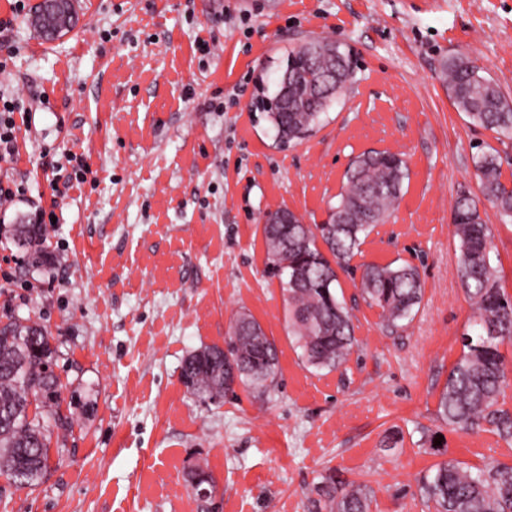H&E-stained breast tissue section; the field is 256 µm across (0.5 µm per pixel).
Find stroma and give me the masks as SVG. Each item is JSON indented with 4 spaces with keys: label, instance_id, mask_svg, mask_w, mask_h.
<instances>
[{
    "label": "stroma",
    "instance_id": "obj_1",
    "mask_svg": "<svg viewBox=\"0 0 512 512\" xmlns=\"http://www.w3.org/2000/svg\"><path fill=\"white\" fill-rule=\"evenodd\" d=\"M75 28L47 41L0 0V92L16 113L18 154L0 182V324L47 328L63 385L50 466L33 489L0 476V512H202L190 476L213 477L221 512H313L323 478L364 487L370 512H434L418 483L453 459L512 464V440L446 427L438 401L474 334L452 225L460 195L478 202L491 258L512 294V221L484 200L474 157L493 144L448 99L449 56L478 58L512 95V0H75ZM326 38L350 48L355 79L302 143L278 145L254 103L274 92L292 48ZM401 154L399 203L353 265L410 264L423 297L397 330L340 274L355 345L339 368L304 367L288 304L267 273L264 215L287 208L320 224L350 163ZM84 156V182L53 173ZM42 266L24 263L15 226L33 209ZM279 351L265 400L241 388L200 401L180 380L185 356L223 346L237 312ZM403 439L385 447L386 432ZM444 448L432 453L425 435Z\"/></svg>",
    "mask_w": 512,
    "mask_h": 512
}]
</instances>
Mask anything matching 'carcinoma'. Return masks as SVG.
Instances as JSON below:
<instances>
[{
	"mask_svg": "<svg viewBox=\"0 0 512 512\" xmlns=\"http://www.w3.org/2000/svg\"><path fill=\"white\" fill-rule=\"evenodd\" d=\"M76 21L73 0L40 2L29 15L30 25L45 40L65 35ZM353 73L350 52L340 43L311 39L293 48L283 69L292 105L280 110L274 94L256 105L275 130L277 143L297 144L309 137ZM441 73L457 111L494 139L512 141V97L483 75L474 60L452 56ZM506 166L512 169V159L494 148L475 161L482 196L501 217L512 218V179ZM408 179L401 155L369 150L345 172L324 223L305 224L287 209L265 215L268 269L278 273L286 267L300 274L295 281L282 282V288L288 293L289 326L306 366L334 370L347 360L355 344L354 326L335 291L338 272L354 273L352 259L373 229L389 218ZM453 227L459 240L458 273L479 333L463 338V354L439 396V415L455 430L478 432L489 425L509 439L512 412L505 408L507 369L499 346L512 341V296L500 286L490 258V230L474 199L457 198ZM15 244L37 259L44 256L38 228L19 227ZM360 269L363 300L381 309L386 327H401L422 300L418 269L375 263ZM54 356L46 328L19 319L0 326V473L19 486L35 488L48 472L51 434L44 416L57 407L62 390L53 374ZM278 365L274 340L252 315L240 312L229 326L225 348L205 346L190 352L180 378L188 392L205 401L224 398L236 380L261 399L274 386ZM419 490L435 512H512V465L488 463L472 471L444 461ZM316 493V509L368 512L369 498L359 487L326 477Z\"/></svg>",
	"mask_w": 512,
	"mask_h": 512,
	"instance_id": "carcinoma-1",
	"label": "carcinoma"
}]
</instances>
